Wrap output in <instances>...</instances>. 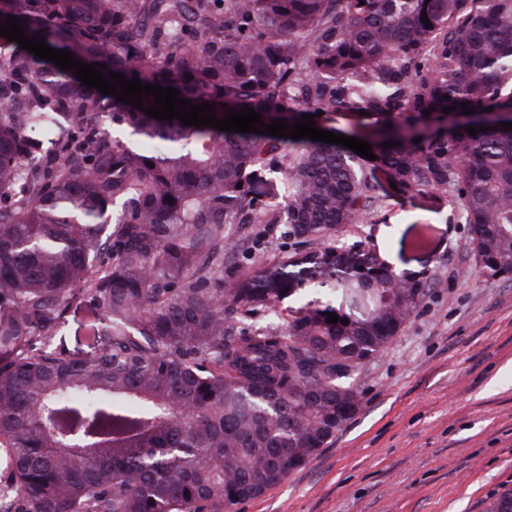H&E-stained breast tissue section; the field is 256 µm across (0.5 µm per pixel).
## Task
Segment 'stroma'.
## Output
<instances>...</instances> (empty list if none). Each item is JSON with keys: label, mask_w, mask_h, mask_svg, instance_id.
Wrapping results in <instances>:
<instances>
[{"label": "stroma", "mask_w": 512, "mask_h": 512, "mask_svg": "<svg viewBox=\"0 0 512 512\" xmlns=\"http://www.w3.org/2000/svg\"><path fill=\"white\" fill-rule=\"evenodd\" d=\"M338 237L376 253L425 294L400 336L352 376L361 412L301 471L236 512H482L512 488V279L484 273L452 192L396 194ZM271 239L275 282L288 289L274 322L302 300L333 297L327 271L292 262Z\"/></svg>", "instance_id": "1"}]
</instances>
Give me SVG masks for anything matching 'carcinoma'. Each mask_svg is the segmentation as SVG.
Instances as JSON below:
<instances>
[{"label": "carcinoma", "instance_id": "1", "mask_svg": "<svg viewBox=\"0 0 512 512\" xmlns=\"http://www.w3.org/2000/svg\"><path fill=\"white\" fill-rule=\"evenodd\" d=\"M9 15L105 76L219 120L312 114L377 159L159 121L0 36V512H234L289 475L288 455L329 446L346 379L425 290L371 254L336 257V230L368 223L386 185L452 190L480 268L512 276V130L439 123L464 102L512 113V0H0ZM260 169L285 181L282 203L252 194ZM238 224L263 225L256 245L308 246L336 304L244 323L260 297L224 279ZM248 261L245 277L268 265ZM485 512H512V490Z\"/></svg>", "mask_w": 512, "mask_h": 512}]
</instances>
